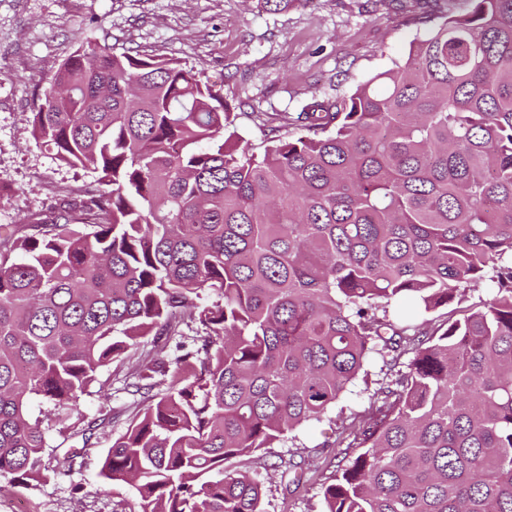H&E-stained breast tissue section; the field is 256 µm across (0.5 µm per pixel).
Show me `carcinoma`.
Wrapping results in <instances>:
<instances>
[{"mask_svg": "<svg viewBox=\"0 0 512 512\" xmlns=\"http://www.w3.org/2000/svg\"><path fill=\"white\" fill-rule=\"evenodd\" d=\"M465 2L351 95L265 116L260 147L178 62L77 43L31 135L96 188L0 238V477L69 475L79 451L47 469L31 403L78 410L151 336L101 468L133 512H264L237 460L372 354L410 360L343 426L324 512H512V0ZM484 281L492 299L414 324Z\"/></svg>", "mask_w": 512, "mask_h": 512, "instance_id": "obj_1", "label": "carcinoma"}]
</instances>
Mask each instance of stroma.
I'll use <instances>...</instances> for the list:
<instances>
[{
  "mask_svg": "<svg viewBox=\"0 0 512 512\" xmlns=\"http://www.w3.org/2000/svg\"><path fill=\"white\" fill-rule=\"evenodd\" d=\"M459 0H295L285 11L257 0H0V234L52 215L63 190L91 186L93 173L72 168L37 144L31 113L76 38L116 51L148 53L191 69L220 90L245 142L261 146V113H298L313 101L349 96L360 84L405 61L410 42ZM137 358L102 370V391L78 411L57 413L33 403L50 446L68 428L108 418L71 475L48 477L37 488L0 478V512H132L136 492L100 475L113 440L134 411L124 390ZM395 374L380 360L367 366L335 409L298 427L293 439L244 458L263 483L265 512H323L322 487L345 461L341 425L363 414L372 394ZM306 460L299 487L286 486L273 463Z\"/></svg>",
  "mask_w": 512,
  "mask_h": 512,
  "instance_id": "1",
  "label": "stroma"
}]
</instances>
